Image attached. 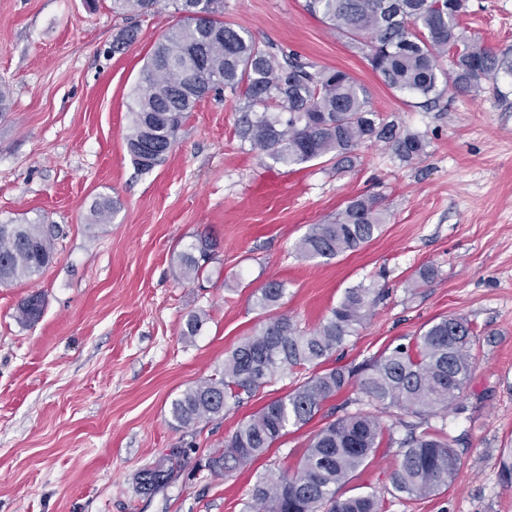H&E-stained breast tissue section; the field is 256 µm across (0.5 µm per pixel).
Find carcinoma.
Returning <instances> with one entry per match:
<instances>
[{"label": "carcinoma", "mask_w": 512, "mask_h": 512, "mask_svg": "<svg viewBox=\"0 0 512 512\" xmlns=\"http://www.w3.org/2000/svg\"><path fill=\"white\" fill-rule=\"evenodd\" d=\"M159 0H112L113 8L146 13ZM179 22L156 43L132 90L131 123L126 147L134 164L150 170L172 148L176 133L195 104L211 92L244 99L238 135L252 149L284 166L327 159L341 166L365 142H383L403 161L425 153L424 139L401 130L370 107L369 91L348 72L316 68L291 53H275L247 31L224 22V0H173ZM336 33L363 45L372 69L390 89L430 102L439 77L458 93L476 92L481 83L497 85L512 75V55L496 52L459 27L464 0H305ZM454 57L445 72L440 58ZM202 55L206 68L197 65ZM159 150L148 161L141 148ZM117 202L101 197L89 210L90 224H105ZM386 223L385 209L373 196L356 197L336 217L313 224L296 250L307 260L336 258L377 237ZM57 230L39 218L0 224V286L38 275L53 259ZM218 243L204 234L180 253L183 276L204 275ZM284 285L270 281L256 306L267 318L224 359V369L183 391L170 407L177 426L189 428L224 412L227 401L252 396L275 376L322 365L368 317L372 289L358 284L345 290L320 324L303 330L288 314H272ZM44 310L39 293L22 299L20 323L37 322ZM475 331L458 316L438 318L411 345H397L377 358L354 366H334L306 378L285 396L267 402L240 425L224 447L209 457L216 476L251 465L282 438L288 428L310 423L324 405L356 385L376 412L361 408L330 419L310 439L295 475L269 471L252 489L253 512H386L373 493L341 498L337 488L375 456L383 440L397 443L400 459L392 488L402 497L430 496L458 473L460 457L446 421L461 413L459 400L473 362ZM394 418L385 425L381 414ZM405 435L394 439L396 429ZM178 463L166 458L140 476V490L151 491Z\"/></svg>", "instance_id": "1"}]
</instances>
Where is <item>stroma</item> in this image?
<instances>
[{"label": "stroma", "instance_id": "35a3bbf8", "mask_svg": "<svg viewBox=\"0 0 512 512\" xmlns=\"http://www.w3.org/2000/svg\"><path fill=\"white\" fill-rule=\"evenodd\" d=\"M466 4L468 33L512 49V0ZM224 18L260 43L348 72L373 110L424 136L425 154L407 163L368 142L342 170L288 168L240 140L246 103L225 92L197 102L165 160L140 171L126 148L130 93L178 20L170 0L145 15L115 13L112 0H0V85L11 97L0 114V223L43 217L59 230L51 264L0 287V512H247L263 474L295 472L322 419L224 477L207 459L299 375L190 428L169 413L254 332L256 298L273 280L285 288L281 312L307 329L347 288H373L369 317L332 366L411 344L442 316L463 317L476 333L463 411L447 426L460 441L454 480L434 496H394L399 448L385 444L339 496L373 492L387 512H512V485L500 477V454L512 448V76L474 93L444 89L420 108L304 0H224ZM126 26L137 27L136 41L112 51ZM360 195L382 199L381 233L332 260L302 259L295 246L309 227ZM103 196L118 210L90 226ZM204 234L219 243L215 258L202 280L186 281L178 255ZM426 266L434 279L413 287ZM34 292L43 314L21 324L17 306ZM193 313L206 322L189 339ZM172 453L179 463L165 484L141 494L140 471Z\"/></svg>", "mask_w": 512, "mask_h": 512}]
</instances>
